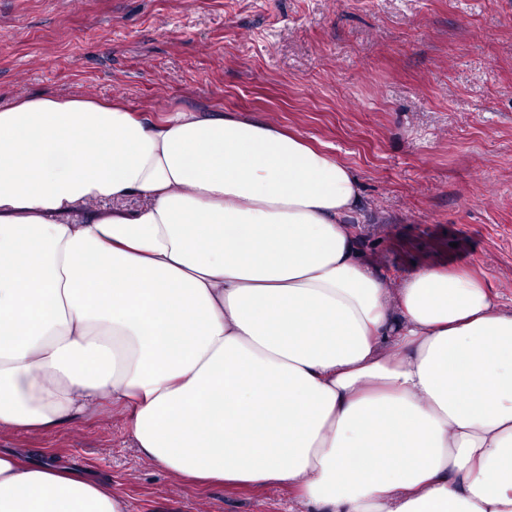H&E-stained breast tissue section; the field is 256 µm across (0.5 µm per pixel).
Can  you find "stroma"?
Segmentation results:
<instances>
[{
  "label": "stroma",
  "instance_id": "obj_1",
  "mask_svg": "<svg viewBox=\"0 0 512 512\" xmlns=\"http://www.w3.org/2000/svg\"><path fill=\"white\" fill-rule=\"evenodd\" d=\"M31 94L222 111L326 145L361 185L373 268L479 270L512 308V0H0V107ZM0 449L131 512H288L282 489L171 476L116 409Z\"/></svg>",
  "mask_w": 512,
  "mask_h": 512
}]
</instances>
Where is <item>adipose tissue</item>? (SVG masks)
Here are the masks:
<instances>
[{"label":"adipose tissue","instance_id":"obj_1","mask_svg":"<svg viewBox=\"0 0 512 512\" xmlns=\"http://www.w3.org/2000/svg\"><path fill=\"white\" fill-rule=\"evenodd\" d=\"M351 169L278 125L0 107V433L127 415L182 479L309 512H512V310L366 260ZM0 512H130L0 450Z\"/></svg>","mask_w":512,"mask_h":512}]
</instances>
